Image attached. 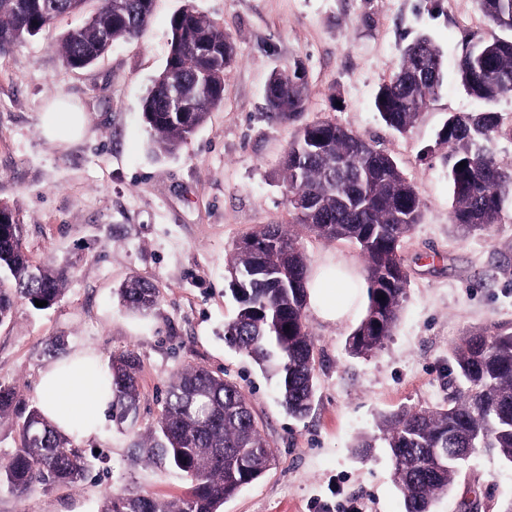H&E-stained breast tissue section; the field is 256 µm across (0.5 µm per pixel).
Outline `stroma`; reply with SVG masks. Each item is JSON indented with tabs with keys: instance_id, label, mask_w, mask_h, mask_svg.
I'll return each instance as SVG.
<instances>
[{
	"instance_id": "35a3bbf8",
	"label": "stroma",
	"mask_w": 512,
	"mask_h": 512,
	"mask_svg": "<svg viewBox=\"0 0 512 512\" xmlns=\"http://www.w3.org/2000/svg\"><path fill=\"white\" fill-rule=\"evenodd\" d=\"M216 20L235 42L224 100L171 157H155L142 100L163 71L170 20L183 5ZM87 13L60 18L52 31L0 56V205L25 226L37 264H70L72 276L51 307L17 301L0 323V385L15 387L20 407L38 405L43 371L78 351L109 367L130 352L138 361L135 419L108 415L91 439L73 438L88 463L78 486L20 495L0 483V512H101L106 497L127 490L162 500L190 487L182 473L148 462L141 443L162 410L171 377L202 366L237 384L251 402L274 466L225 501L220 512H404L389 448L378 441L358 455L360 437H376L382 415L441 403L451 349L468 333L512 332V200L490 232L459 237L448 216L452 193L446 147L437 133L449 114L481 110L458 77L468 40L498 29L477 0H155L136 40L115 43L91 66L67 67L54 49L82 27ZM428 36L442 55L437 97L406 133L375 109L379 87L405 48ZM302 63L306 110L271 116L265 98L273 74ZM58 97L86 114L85 134L63 143L44 115ZM332 120L391 154L417 188L423 217L400 256L409 287L384 346L367 357L348 351L354 322L306 314L315 343L317 392L309 415L290 416L274 380L224 342L237 304L228 262L241 237L262 224L294 219L281 162L306 124ZM159 287L146 317L120 303L130 275ZM502 512L512 502V465L479 451L433 512Z\"/></svg>"
}]
</instances>
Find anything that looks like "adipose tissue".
Listing matches in <instances>:
<instances>
[{"label": "adipose tissue", "mask_w": 512, "mask_h": 512, "mask_svg": "<svg viewBox=\"0 0 512 512\" xmlns=\"http://www.w3.org/2000/svg\"><path fill=\"white\" fill-rule=\"evenodd\" d=\"M306 288L310 311L326 323L356 319L364 306L362 279L344 258L325 257L310 272ZM107 378L92 354H72L41 375L42 413L63 433L97 436L112 406Z\"/></svg>", "instance_id": "ef3b65f1"}]
</instances>
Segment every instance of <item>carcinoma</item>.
I'll return each instance as SVG.
<instances>
[{
	"mask_svg": "<svg viewBox=\"0 0 512 512\" xmlns=\"http://www.w3.org/2000/svg\"><path fill=\"white\" fill-rule=\"evenodd\" d=\"M87 2L0 0V54L82 10ZM97 2L84 26L59 39L57 52L70 68L87 67L114 43L139 37L150 24L154 0ZM480 6L489 22L512 32V0H480ZM170 25L165 69L142 102V118L159 155L175 153L221 105L224 73L237 55L234 41L218 23L190 5L177 11ZM459 78L485 108L449 115L438 132V144L449 148L451 223L468 237L499 223L512 196V166L500 164L487 148L501 132L492 105L512 94V37L467 46ZM272 82L270 111L292 116L306 110L307 81L301 66L274 75ZM441 82L439 50L430 39L419 38L380 86L375 108L387 126L405 133L435 99ZM282 174L295 223L326 241H351L365 257L368 306L349 336V348L355 355L375 352L393 333L406 299L408 273L399 251L423 215L418 192L390 154L329 120L298 131L288 144ZM0 213V274L13 283L11 291L0 285L2 323L18 298L32 305L37 300L54 304L67 288L70 268L33 263L24 247V225L8 206ZM269 236L279 248L259 254L239 247L228 265L237 314L224 324V342L273 378L282 406L301 419L315 397V344L304 315L308 260L288 225L266 224L250 234L257 242ZM118 297L128 310L148 314L158 303L159 289L135 276L120 286ZM452 357L455 372L448 378L446 405L401 409L382 421L405 512H431L436 497L448 492L465 462L457 448L494 452L512 464V333L464 336ZM137 370L133 354L112 357V408L121 420L137 411ZM16 399L11 387L0 385V419L16 415L21 438L20 448L0 461V481L18 494L79 484L87 463L71 440L36 406L15 413ZM146 448L148 461L188 474L190 490L168 501L141 492L117 493L101 512H219L224 500L264 474L271 456L240 388L199 366L183 368L169 381Z\"/></svg>",
	"mask_w": 512,
	"mask_h": 512,
	"instance_id": "1",
	"label": "carcinoma"
}]
</instances>
